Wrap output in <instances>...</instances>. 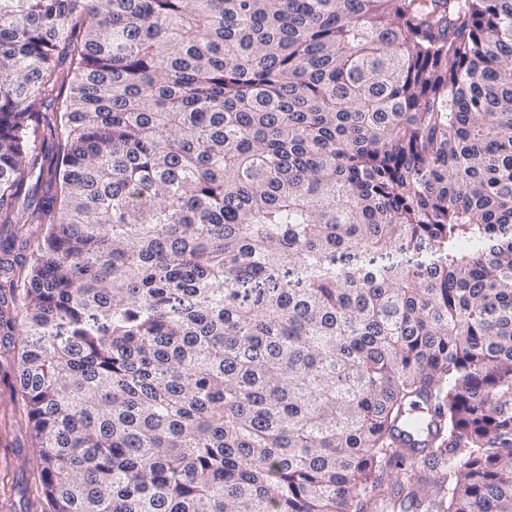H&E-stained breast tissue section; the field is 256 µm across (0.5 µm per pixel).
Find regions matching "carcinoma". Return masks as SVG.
<instances>
[{
  "mask_svg": "<svg viewBox=\"0 0 512 512\" xmlns=\"http://www.w3.org/2000/svg\"><path fill=\"white\" fill-rule=\"evenodd\" d=\"M0 332L41 512H512V0H0Z\"/></svg>",
  "mask_w": 512,
  "mask_h": 512,
  "instance_id": "1",
  "label": "carcinoma"
}]
</instances>
